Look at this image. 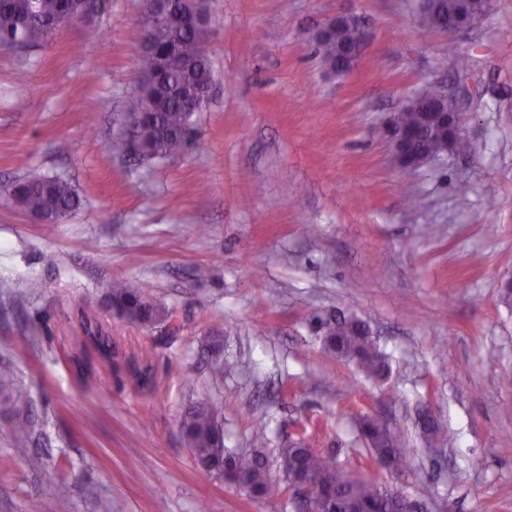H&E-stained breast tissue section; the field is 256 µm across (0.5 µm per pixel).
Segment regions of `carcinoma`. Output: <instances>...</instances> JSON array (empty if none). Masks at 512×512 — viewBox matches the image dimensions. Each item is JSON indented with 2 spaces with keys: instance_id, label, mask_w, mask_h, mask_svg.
Masks as SVG:
<instances>
[{
  "instance_id": "1",
  "label": "carcinoma",
  "mask_w": 512,
  "mask_h": 512,
  "mask_svg": "<svg viewBox=\"0 0 512 512\" xmlns=\"http://www.w3.org/2000/svg\"><path fill=\"white\" fill-rule=\"evenodd\" d=\"M71 0H0V49L17 45L48 42L52 31L47 22L66 12ZM461 0H418L417 8L430 17L457 13ZM142 35L150 38L152 49L140 53L135 68L141 76L139 89L128 98L126 110L146 113L135 129L141 157H168L192 145L188 131L192 112L188 110L190 92L212 81L210 59L203 50L208 29L173 30L156 23L150 4L143 3L140 16ZM357 29L343 27L317 42L326 65L338 64L345 51L356 43ZM398 126L408 132L426 131L418 141L422 149L430 148L440 131L426 123L419 110L399 112ZM12 194L24 210L52 224L76 210L80 197L68 182L32 169L17 181ZM110 307L125 319L151 325L166 322L171 312L154 304L146 288H134L121 280L109 286ZM323 343L336 355L356 364L371 379L385 377L388 365L372 332L349 318L343 323L321 321ZM28 393L7 369H0V404L12 411V431L19 441L35 435V424L27 413ZM420 428L428 441L442 443L445 433L435 419L423 410ZM359 431L368 444L370 460L379 466L402 470L408 464L406 440L392 431L386 422L368 414L359 416ZM182 437L205 471L224 478L254 496L266 493L270 466L259 451L267 443L266 425L253 426V449L229 453L224 448V427L219 409L198 402L185 410L180 421ZM316 434L302 436L280 449L279 469L285 480L298 478L311 491V502L319 512H409L411 502L400 488L383 486L351 474L338 461L315 449Z\"/></svg>"
}]
</instances>
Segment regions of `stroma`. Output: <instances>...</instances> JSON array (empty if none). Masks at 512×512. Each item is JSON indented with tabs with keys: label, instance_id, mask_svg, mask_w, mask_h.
I'll return each instance as SVG.
<instances>
[{
	"label": "stroma",
	"instance_id": "obj_1",
	"mask_svg": "<svg viewBox=\"0 0 512 512\" xmlns=\"http://www.w3.org/2000/svg\"><path fill=\"white\" fill-rule=\"evenodd\" d=\"M204 6L214 81L193 115L198 145L175 157L138 163L119 148L142 0H106L45 46L0 50V366L26 386L38 430L18 444L0 413V512L34 499L97 512L103 498L112 512H293L278 451L313 422L324 455L404 487L421 512H512V304L500 300L512 279V0L460 34L425 29L413 0ZM339 13L368 34L346 74L314 41ZM438 83L459 100L469 148L403 170L385 122ZM31 167L82 200L50 234L10 195ZM116 279L148 288L173 326L117 316ZM330 316L378 336L385 379L324 347ZM200 401L221 406L227 450L249 449L253 422L266 424L264 497L198 467L180 420ZM425 404L443 448L423 445ZM366 413L408 438L409 472L371 465L354 424Z\"/></svg>",
	"mask_w": 512,
	"mask_h": 512
}]
</instances>
